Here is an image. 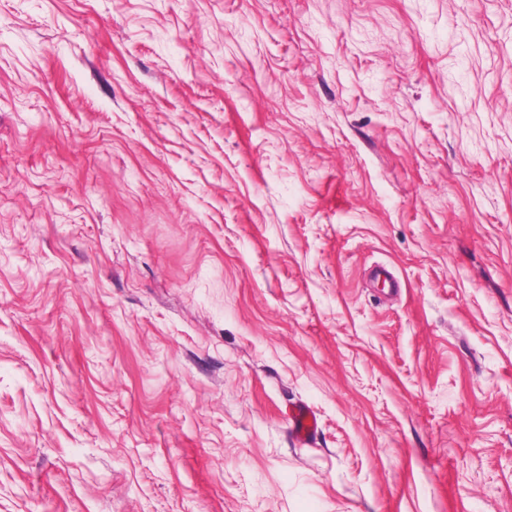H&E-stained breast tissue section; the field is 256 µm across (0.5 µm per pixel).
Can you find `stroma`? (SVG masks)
I'll return each instance as SVG.
<instances>
[{"instance_id":"1","label":"stroma","mask_w":512,"mask_h":512,"mask_svg":"<svg viewBox=\"0 0 512 512\" xmlns=\"http://www.w3.org/2000/svg\"><path fill=\"white\" fill-rule=\"evenodd\" d=\"M0 512H512V0H0ZM290 430L295 438L305 443L316 435L318 419L316 414L306 406H298L288 414Z\"/></svg>"}]
</instances>
